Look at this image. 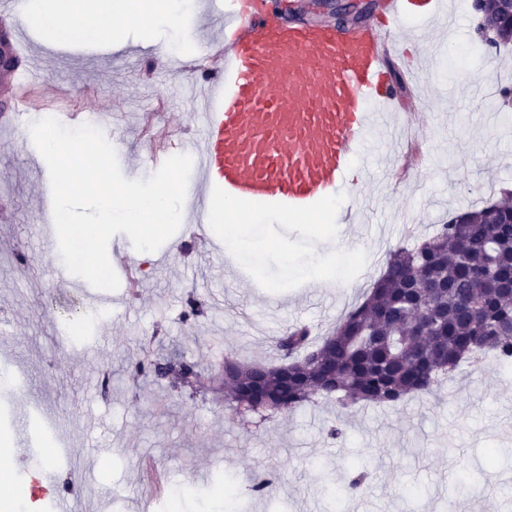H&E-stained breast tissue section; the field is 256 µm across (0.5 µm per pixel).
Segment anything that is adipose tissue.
Instances as JSON below:
<instances>
[{
	"mask_svg": "<svg viewBox=\"0 0 512 512\" xmlns=\"http://www.w3.org/2000/svg\"><path fill=\"white\" fill-rule=\"evenodd\" d=\"M38 21L53 38L77 36L97 42L121 22L177 27L182 23V15L171 9L168 0H154L148 7L139 0H43Z\"/></svg>",
	"mask_w": 512,
	"mask_h": 512,
	"instance_id": "adipose-tissue-1",
	"label": "adipose tissue"
}]
</instances>
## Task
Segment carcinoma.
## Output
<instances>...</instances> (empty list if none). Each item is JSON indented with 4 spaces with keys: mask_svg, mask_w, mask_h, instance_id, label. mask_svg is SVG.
Listing matches in <instances>:
<instances>
[{
    "mask_svg": "<svg viewBox=\"0 0 512 512\" xmlns=\"http://www.w3.org/2000/svg\"><path fill=\"white\" fill-rule=\"evenodd\" d=\"M511 216L512 201L488 202L391 251L383 275L331 334L313 343L308 328L287 330L275 342L279 363L244 365L267 371L264 387L234 379L227 403L240 413L292 412L314 396L395 406L431 392L479 353L511 363ZM133 375L191 390L197 366L182 354L158 356Z\"/></svg>",
    "mask_w": 512,
    "mask_h": 512,
    "instance_id": "cac0c4a2",
    "label": "carcinoma"
}]
</instances>
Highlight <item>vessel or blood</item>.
<instances>
[{
    "instance_id": "b4317fda",
    "label": "vessel or blood",
    "mask_w": 512,
    "mask_h": 512,
    "mask_svg": "<svg viewBox=\"0 0 512 512\" xmlns=\"http://www.w3.org/2000/svg\"><path fill=\"white\" fill-rule=\"evenodd\" d=\"M412 0H390L381 23L333 29L273 21L263 0H208L236 31L215 59L194 155L198 199L301 214L332 198L353 162L396 110L385 54ZM14 457L32 455L33 413L15 407ZM35 512H85L44 468Z\"/></svg>"
}]
</instances>
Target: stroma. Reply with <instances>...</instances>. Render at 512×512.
<instances>
[{"mask_svg":"<svg viewBox=\"0 0 512 512\" xmlns=\"http://www.w3.org/2000/svg\"><path fill=\"white\" fill-rule=\"evenodd\" d=\"M446 29L410 16L401 37H414L419 54L401 49L387 60L402 78L399 112L425 124L415 157L394 159L395 130L381 133L379 148L356 161L364 194L373 206L359 222L269 216L251 225L240 287L227 261L210 255L192 234L183 209L179 230L162 251L132 252L136 296L112 293L108 341L94 334L70 336L66 318L83 295L59 281L54 258L42 257L41 206L51 192L47 164L29 127L0 130V374H23V399L64 423L68 443L51 466L61 487L83 494L95 512L109 492L110 512H169V499L145 486L140 463L151 459L166 472L180 512H224L218 478L235 482L234 512H512V371L493 357L462 363L437 391L393 406L342 407L316 398L290 413L242 425L224 402L220 371L228 356L272 363V340L295 325L313 335L331 331L383 273L390 251L413 246L452 213L502 199L512 190V45L481 42L468 0H441ZM18 56L35 59L43 83L28 95L59 111L100 113L106 139L126 161L122 175L148 178L138 168L147 151L145 116L191 141L202 101H189L193 72L170 47L172 29L122 24L112 42L61 41L39 27L33 5L13 19ZM460 112L452 123L449 113ZM397 160L394 180L380 170ZM319 289H312V282ZM287 298L274 306L275 298ZM202 304L190 320L189 299ZM184 351L196 363L195 392L168 381L137 379L133 367L145 354ZM344 434L330 437L332 424ZM99 449L89 460V449ZM0 475V512H26L37 494L27 472ZM364 484L350 490L354 470ZM471 491L457 495L459 470ZM272 479L276 491H250L251 478Z\"/></svg>","mask_w":512,"mask_h":512,"instance_id":"obj_1","label":"stroma"}]
</instances>
